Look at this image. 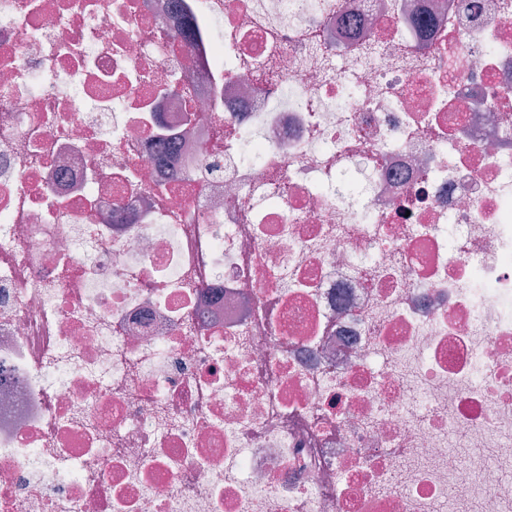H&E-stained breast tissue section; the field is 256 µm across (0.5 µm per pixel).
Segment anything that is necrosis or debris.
<instances>
[{
    "instance_id": "necrosis-or-debris-1",
    "label": "necrosis or debris",
    "mask_w": 512,
    "mask_h": 512,
    "mask_svg": "<svg viewBox=\"0 0 512 512\" xmlns=\"http://www.w3.org/2000/svg\"><path fill=\"white\" fill-rule=\"evenodd\" d=\"M0 512H512V0H0Z\"/></svg>"
}]
</instances>
